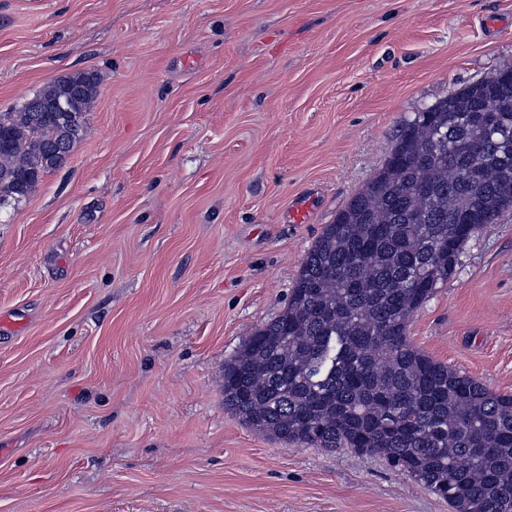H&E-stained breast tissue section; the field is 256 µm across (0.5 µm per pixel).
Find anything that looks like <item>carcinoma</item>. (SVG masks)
Here are the masks:
<instances>
[{
	"instance_id": "cac0c4a2",
	"label": "carcinoma",
	"mask_w": 512,
	"mask_h": 512,
	"mask_svg": "<svg viewBox=\"0 0 512 512\" xmlns=\"http://www.w3.org/2000/svg\"><path fill=\"white\" fill-rule=\"evenodd\" d=\"M97 87L75 73L36 93L50 111L0 112V207L59 166L54 148L81 138ZM509 206L512 82L483 78L405 121L384 167L306 254L286 308L224 362V406L287 442L379 454L453 512H512V395L409 338L463 244Z\"/></svg>"
}]
</instances>
